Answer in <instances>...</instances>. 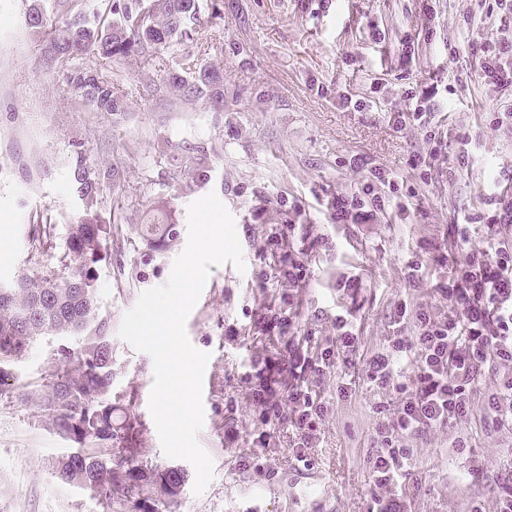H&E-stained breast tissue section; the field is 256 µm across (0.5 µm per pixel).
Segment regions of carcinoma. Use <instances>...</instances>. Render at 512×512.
<instances>
[{"instance_id":"cac0c4a2","label":"carcinoma","mask_w":512,"mask_h":512,"mask_svg":"<svg viewBox=\"0 0 512 512\" xmlns=\"http://www.w3.org/2000/svg\"><path fill=\"white\" fill-rule=\"evenodd\" d=\"M61 24L48 25L44 0H31L23 27L28 39L44 46L41 65L57 70L78 101L95 112H125L127 101L112 76L93 66L72 62L93 55L116 69L146 68L162 52L175 54V65L156 90L185 101L204 100L224 111V70L204 58L202 12L215 24L224 18V0H96L91 10H77L74 0H52ZM198 146H183L171 156L186 186L208 179L199 168ZM82 209L67 225L65 247L70 262L60 270L22 273L0 287V396L9 367L40 336H69L75 345H60L52 366L38 384H19L15 394L47 412L56 432L77 445L58 459L56 470L70 484L104 495L107 508L132 505L136 512H175L186 474L157 470L141 458L143 425L112 391L111 319L98 309L97 264L112 246V225L98 211L96 182L83 164L76 165ZM47 225L32 236L29 261L37 265L47 249ZM175 236V220L163 204L149 219L144 239L162 248ZM152 496H144L146 490Z\"/></svg>"}]
</instances>
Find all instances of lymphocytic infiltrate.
<instances>
[{"label": "lymphocytic infiltrate", "mask_w": 512, "mask_h": 512, "mask_svg": "<svg viewBox=\"0 0 512 512\" xmlns=\"http://www.w3.org/2000/svg\"><path fill=\"white\" fill-rule=\"evenodd\" d=\"M481 78L487 85L512 92V25L505 26L497 45L487 51ZM349 164L369 171L373 181L361 192L334 200L336 223H368L386 211L390 200L403 198L398 180L365 157L352 156ZM485 204L490 208L486 221L491 234L482 244L474 245L466 231H458L464 257L448 281L438 286L451 308L448 318L437 319L425 309L400 306L399 315L412 321L413 334L394 337L387 348L372 352L365 362L369 383L400 396L399 406L381 431L382 446L373 470L378 493L369 512H407L405 500L396 492L409 454L402 438L467 419L482 368L512 365V238L497 232L498 227L512 225V198L491 195ZM336 330L335 347L293 359L295 381L284 391L281 402H270L261 390L253 393L254 400L271 407L266 422L275 424L289 417L304 448L322 416L318 398L305 383L306 375L330 373L359 348V338L345 316H337Z\"/></svg>", "instance_id": "f902f5d3"}]
</instances>
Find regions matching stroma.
Returning a JSON list of instances; mask_svg holds the SVG:
<instances>
[{
  "label": "stroma",
  "mask_w": 512,
  "mask_h": 512,
  "mask_svg": "<svg viewBox=\"0 0 512 512\" xmlns=\"http://www.w3.org/2000/svg\"><path fill=\"white\" fill-rule=\"evenodd\" d=\"M26 8L25 0H0V284L29 269L38 211L55 226L43 265L65 263L67 224L81 210L73 170L84 163L98 180L100 216L113 223L112 255L97 266L98 307L120 325L142 291L168 280L187 244L188 204L216 193L235 219L246 271L212 267L186 321L193 346L210 355L198 441L215 475L197 495L195 469L187 467L177 510L368 512L380 410L395 408L399 396L369 385L362 361L388 346L401 304L447 315L435 284L463 257L454 223L469 216L470 243L484 242L485 190L512 193V127L490 123L507 97L482 81L477 50L499 35L494 0H224V22L212 30L220 47L210 55L224 70L223 111L157 94L150 80L172 64L163 53L151 71L122 72L130 109L114 115L78 106L61 73L40 67L41 50L22 28ZM408 49L414 58L405 57ZM433 88L430 131L394 129L391 112L411 108L412 93ZM356 101L361 110L353 109ZM467 129L477 141L462 168L457 134ZM431 132L444 148L423 182L411 164L429 151ZM174 143L204 147L208 181L183 188L171 165ZM356 154L411 186L405 213L371 224L334 222V198L368 180L348 166ZM112 166L121 174L116 187L102 178ZM161 200L176 212L178 236L157 250L143 229ZM308 231L322 244L305 256ZM300 258L309 271L293 286L286 271ZM414 260L433 274L417 287L407 278ZM349 280L356 292L344 290ZM283 309L294 315L286 337L276 329ZM344 311L360 337L359 362L347 370L346 396L335 374L313 384L325 416L300 462L290 421L265 427L251 394L264 376L286 388L293 351L311 341L335 344L336 316ZM58 343L55 336L35 340L13 377H44ZM112 349L114 392L136 391L144 461L173 466L148 409L152 358L117 336ZM230 430L236 442L225 441ZM260 435L265 445L254 447ZM403 444L411 450L402 486L408 512L491 507L497 486L512 477V427L493 426L479 402L467 420ZM73 450L45 412L0 399V512H105L99 493L57 477L56 461Z\"/></svg>",
  "instance_id": "35a3bbf8"
}]
</instances>
